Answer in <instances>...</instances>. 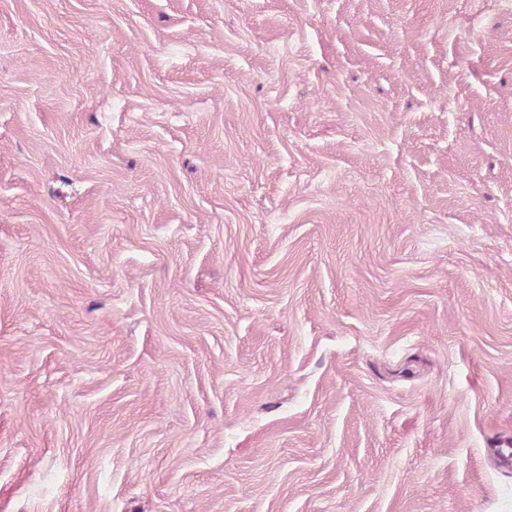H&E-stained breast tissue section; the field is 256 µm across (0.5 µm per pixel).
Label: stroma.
I'll return each instance as SVG.
<instances>
[{
  "label": "stroma",
  "mask_w": 512,
  "mask_h": 512,
  "mask_svg": "<svg viewBox=\"0 0 512 512\" xmlns=\"http://www.w3.org/2000/svg\"><path fill=\"white\" fill-rule=\"evenodd\" d=\"M0 512H512V0H0Z\"/></svg>",
  "instance_id": "obj_1"
}]
</instances>
